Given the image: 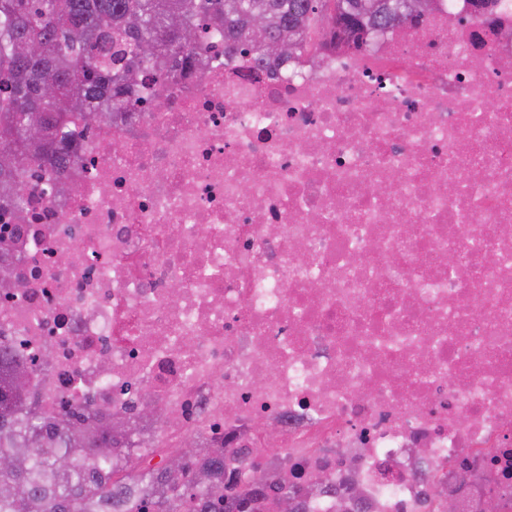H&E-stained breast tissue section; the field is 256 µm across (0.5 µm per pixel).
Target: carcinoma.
<instances>
[{"label": "carcinoma", "mask_w": 512, "mask_h": 512, "mask_svg": "<svg viewBox=\"0 0 512 512\" xmlns=\"http://www.w3.org/2000/svg\"><path fill=\"white\" fill-rule=\"evenodd\" d=\"M352 0H0V197L18 191L24 166L70 156L76 126L89 127L116 112H132L143 99L134 81L145 68L157 67L158 81H173L184 59L201 49L188 46L180 28H210L224 37V64L241 54L271 57L251 36L249 14H263L270 36L303 52L320 22H344ZM364 20L375 30L394 27L388 0ZM32 42L34 55L21 52ZM56 94L48 97L47 84ZM36 122L42 139L31 142L25 127ZM32 368L0 345V512H141L138 483L150 498L149 512H171L173 501L202 502L200 512H279L281 495H295L281 480L262 492L224 484V454L207 464L196 456L170 452L146 478L132 467L115 463L130 459L126 429L105 419L78 414L52 420L43 415L20 373ZM225 488L215 502L210 492Z\"/></svg>", "instance_id": "cac0c4a2"}]
</instances>
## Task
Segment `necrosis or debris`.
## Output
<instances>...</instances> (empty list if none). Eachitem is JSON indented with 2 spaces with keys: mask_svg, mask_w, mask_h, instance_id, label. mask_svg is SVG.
Instances as JSON below:
<instances>
[{
  "mask_svg": "<svg viewBox=\"0 0 512 512\" xmlns=\"http://www.w3.org/2000/svg\"><path fill=\"white\" fill-rule=\"evenodd\" d=\"M250 65L216 47L26 166L0 340L31 393L111 410L137 457L297 471L306 512H433L462 468L512 512V0Z\"/></svg>",
  "mask_w": 512,
  "mask_h": 512,
  "instance_id": "4bbe7bcc",
  "label": "necrosis or debris"
}]
</instances>
